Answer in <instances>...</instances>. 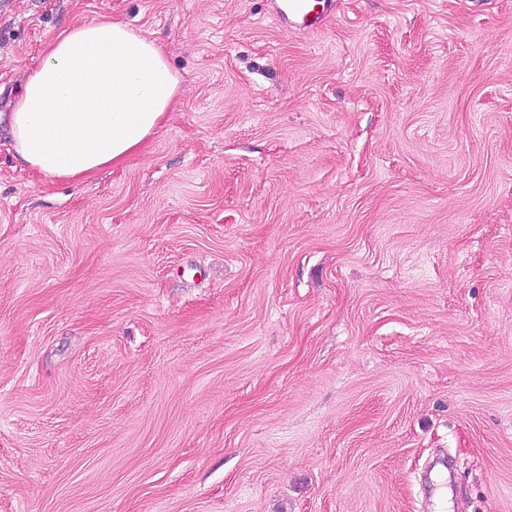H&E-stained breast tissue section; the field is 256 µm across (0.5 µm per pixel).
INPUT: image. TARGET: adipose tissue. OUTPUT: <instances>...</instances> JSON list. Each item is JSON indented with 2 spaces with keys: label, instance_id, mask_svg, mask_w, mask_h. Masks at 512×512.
I'll use <instances>...</instances> for the list:
<instances>
[{
  "label": "adipose tissue",
  "instance_id": "1",
  "mask_svg": "<svg viewBox=\"0 0 512 512\" xmlns=\"http://www.w3.org/2000/svg\"><path fill=\"white\" fill-rule=\"evenodd\" d=\"M180 91L161 43L113 19L69 28L25 76L13 149L41 175L86 180L147 147Z\"/></svg>",
  "mask_w": 512,
  "mask_h": 512
}]
</instances>
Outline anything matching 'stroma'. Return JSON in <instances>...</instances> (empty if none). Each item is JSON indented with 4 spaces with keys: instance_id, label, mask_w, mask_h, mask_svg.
Listing matches in <instances>:
<instances>
[{
    "instance_id": "35a3bbf8",
    "label": "stroma",
    "mask_w": 512,
    "mask_h": 512,
    "mask_svg": "<svg viewBox=\"0 0 512 512\" xmlns=\"http://www.w3.org/2000/svg\"><path fill=\"white\" fill-rule=\"evenodd\" d=\"M0 0V114L110 18L182 92L85 182L0 121V512H512V0ZM317 0H278L275 3L276 15L288 21L292 27L309 29L320 22Z\"/></svg>"
}]
</instances>
